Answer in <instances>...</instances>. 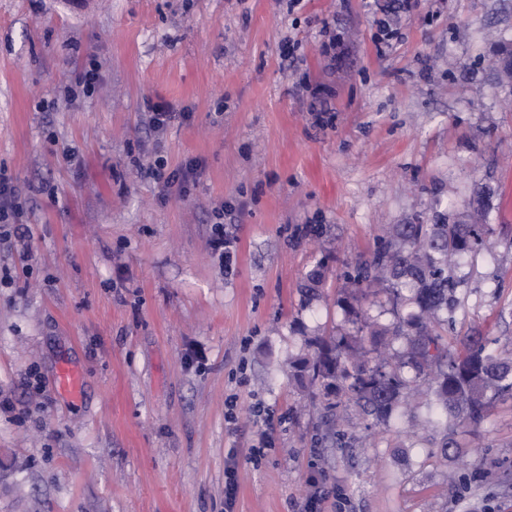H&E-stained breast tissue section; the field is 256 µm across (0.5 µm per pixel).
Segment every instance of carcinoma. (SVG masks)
Listing matches in <instances>:
<instances>
[{"instance_id":"1","label":"carcinoma","mask_w":512,"mask_h":512,"mask_svg":"<svg viewBox=\"0 0 512 512\" xmlns=\"http://www.w3.org/2000/svg\"><path fill=\"white\" fill-rule=\"evenodd\" d=\"M487 234L486 224H398L387 244L349 276L348 313L360 317L364 289L379 282L397 321L381 329L366 322L363 336L317 343L312 381L327 382L334 395L325 405L328 412L355 407L363 417L386 424L402 402L421 395L420 383L430 379L428 404L444 424V447L452 448L458 429L480 423L494 400L512 395L511 359L494 353L482 336H467L461 348H453L429 321V316L452 308L462 284L455 268L485 249ZM396 339L403 341V350L381 355ZM367 340L378 353L372 364L356 359Z\"/></svg>"}]
</instances>
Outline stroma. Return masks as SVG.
<instances>
[{
  "instance_id": "stroma-1",
  "label": "stroma",
  "mask_w": 512,
  "mask_h": 512,
  "mask_svg": "<svg viewBox=\"0 0 512 512\" xmlns=\"http://www.w3.org/2000/svg\"><path fill=\"white\" fill-rule=\"evenodd\" d=\"M418 3L381 56L373 0H0V173L29 213L0 244V512H224L230 466L235 512H512V396L448 451L422 400L348 410L332 445L298 368L358 331L345 272L439 213L491 226L440 333L512 358V0ZM151 102L191 117L154 132ZM159 158L197 181L161 195ZM224 206L222 212H218L216 218L218 220H222L216 222L211 227V236L209 240V244L211 249L217 253H220V256L224 257L226 253V257H230L229 250L233 246V239L230 235L224 230ZM57 387L71 398H78L83 387L82 375L74 369L63 366L57 372Z\"/></svg>"
}]
</instances>
